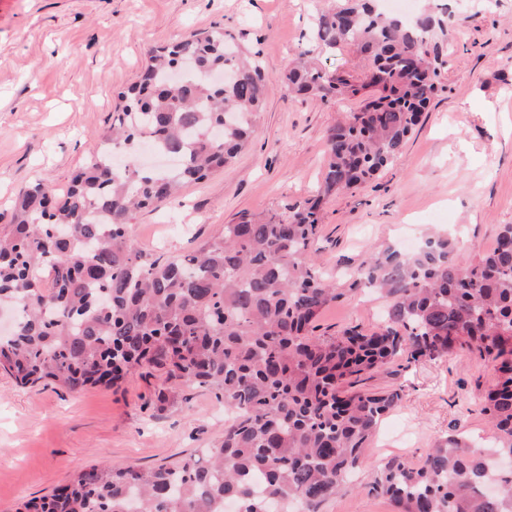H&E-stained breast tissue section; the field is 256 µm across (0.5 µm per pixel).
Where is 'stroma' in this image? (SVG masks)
Masks as SVG:
<instances>
[{
    "instance_id": "1",
    "label": "stroma",
    "mask_w": 512,
    "mask_h": 512,
    "mask_svg": "<svg viewBox=\"0 0 512 512\" xmlns=\"http://www.w3.org/2000/svg\"><path fill=\"white\" fill-rule=\"evenodd\" d=\"M340 0H11L0 16V212L41 180L66 189L96 152L119 94L152 49L190 32L221 30L260 50L271 79L254 134L224 170L185 185L177 200L136 214L130 235L145 252L197 249L242 215H266L315 195L327 130L358 110L356 98L297 95L282 78L302 52L330 73H359L354 47L322 53L312 14ZM447 5L459 21L437 91L402 153L375 180L328 201L316 261L345 294L324 308L317 335L377 326L385 302L348 292L366 253L432 230L449 231L463 254L490 249L512 224V0H417ZM493 362L465 350L396 362L368 381L398 388L399 407L381 423L346 491L319 512H395L370 485L387 460L419 461L433 442L460 435L481 444L489 424L480 397ZM164 403H157L158 394ZM224 439V404L198 386L168 389L137 371L117 387L71 393L20 386L0 372V512L39 498L81 468L105 461L142 469L178 464Z\"/></svg>"
}]
</instances>
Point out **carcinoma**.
I'll return each mask as SVG.
<instances>
[{
	"label": "carcinoma",
	"instance_id": "carcinoma-1",
	"mask_svg": "<svg viewBox=\"0 0 512 512\" xmlns=\"http://www.w3.org/2000/svg\"><path fill=\"white\" fill-rule=\"evenodd\" d=\"M452 14L409 19L378 0L319 12L312 36L368 54L372 81L299 63L285 83L323 99L375 95L328 129L318 196L267 217L242 216L198 250L151 255L129 238L137 211L170 200L179 184L224 166L248 141L270 81L260 51L222 31L194 32L149 53L92 154L64 193L43 182L20 190L0 224V307L19 309L0 337V371L19 385L68 391L116 384L134 369L171 387L215 391L230 410L224 440L204 455L150 469L91 464L57 492L12 512H318L347 488L396 390L359 387L397 360L455 349L499 362L481 412L495 454L512 460V225L494 248L463 256L448 236L413 253H369L347 291L386 299L381 323L316 336L328 303L345 295L314 260L322 201L373 178L401 153L436 92ZM178 157L175 175L143 168L140 147ZM371 490L398 512H512V467L495 473L466 440H438L417 463L394 457Z\"/></svg>",
	"mask_w": 512,
	"mask_h": 512
}]
</instances>
